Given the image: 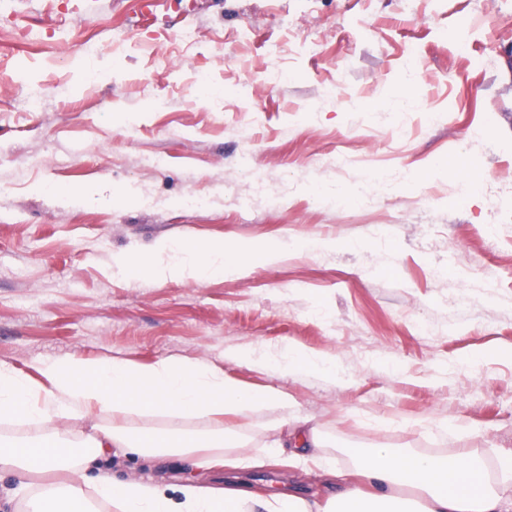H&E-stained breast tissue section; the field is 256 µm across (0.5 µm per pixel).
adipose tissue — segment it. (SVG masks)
Instances as JSON below:
<instances>
[{
	"label": "adipose tissue",
	"instance_id": "ef3b65f1",
	"mask_svg": "<svg viewBox=\"0 0 512 512\" xmlns=\"http://www.w3.org/2000/svg\"><path fill=\"white\" fill-rule=\"evenodd\" d=\"M325 240L288 236L242 240L232 244L209 238H161L141 257H121L120 269L132 276L148 274L156 282H196L238 277L271 265L290 254H315ZM225 361L280 376L314 375L342 382L334 356L284 342L241 346L225 351ZM295 400L274 388H247L215 366L184 358H162L149 365L102 356H65L42 363L29 375L0 363V423L32 422L45 431L27 442L0 436V470L43 474L65 472L63 480L30 489L8 490V498H24L27 512H92L93 502L114 512H512V456L499 460L502 485L478 478L465 459L397 453L378 447L357 449L351 473L322 464L318 475L326 490L323 501L295 492L262 494L249 489L226 490L187 483L168 495L166 487L136 479L119 481L91 476V463L108 448H126L143 456L209 452V465L229 466L224 456L225 417H245L277 410L288 427L292 447L315 451L321 435L308 419L295 416ZM112 413V428L86 446L62 442L60 425L70 419L93 420L97 412ZM194 416L213 422L214 431L165 435L143 428L128 432L130 415Z\"/></svg>",
	"mask_w": 512,
	"mask_h": 512
}]
</instances>
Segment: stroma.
Here are the masks:
<instances>
[{"mask_svg":"<svg viewBox=\"0 0 512 512\" xmlns=\"http://www.w3.org/2000/svg\"><path fill=\"white\" fill-rule=\"evenodd\" d=\"M88 38L124 45L96 57L90 83ZM202 73L223 98L200 97ZM402 87L418 110L389 111ZM43 182L86 192L34 193ZM313 183L339 194L311 196ZM284 233L331 246L203 283L112 261L165 237ZM285 340L336 356L344 384L224 360ZM510 348L512 0H0V362L211 363L290 394L347 471L355 448L488 464L512 452ZM278 424L226 420L228 473L201 451L113 448L95 467L322 498L313 469L280 463Z\"/></svg>","mask_w":512,"mask_h":512,"instance_id":"stroma-1","label":"stroma"}]
</instances>
